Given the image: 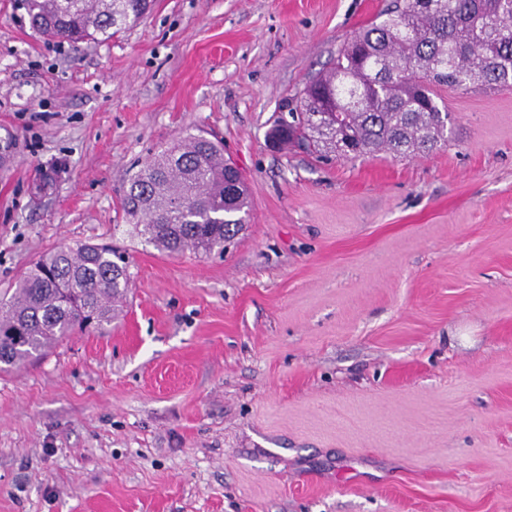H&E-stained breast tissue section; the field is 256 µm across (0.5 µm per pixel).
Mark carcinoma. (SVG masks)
<instances>
[{
  "instance_id": "obj_1",
  "label": "carcinoma",
  "mask_w": 512,
  "mask_h": 512,
  "mask_svg": "<svg viewBox=\"0 0 512 512\" xmlns=\"http://www.w3.org/2000/svg\"><path fill=\"white\" fill-rule=\"evenodd\" d=\"M403 0L362 28L329 68L285 99L290 120L269 134L319 155H415L448 142L436 88L512 86V0ZM153 0H27L31 27L72 44L136 24ZM246 178L224 145L192 135L131 177L121 208L132 232L162 252L224 253L246 223ZM130 283L126 256L78 244L43 255L0 297V366L46 355L79 326L104 330Z\"/></svg>"
}]
</instances>
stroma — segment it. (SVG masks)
I'll use <instances>...</instances> for the list:
<instances>
[{
  "label": "stroma",
  "instance_id": "stroma-1",
  "mask_svg": "<svg viewBox=\"0 0 512 512\" xmlns=\"http://www.w3.org/2000/svg\"><path fill=\"white\" fill-rule=\"evenodd\" d=\"M395 3L155 0L75 46L0 0V295L80 243L132 275L105 333L0 371V512H512V87L439 89L427 154L266 141ZM191 134L250 189L221 255L126 232L130 178Z\"/></svg>",
  "mask_w": 512,
  "mask_h": 512
}]
</instances>
